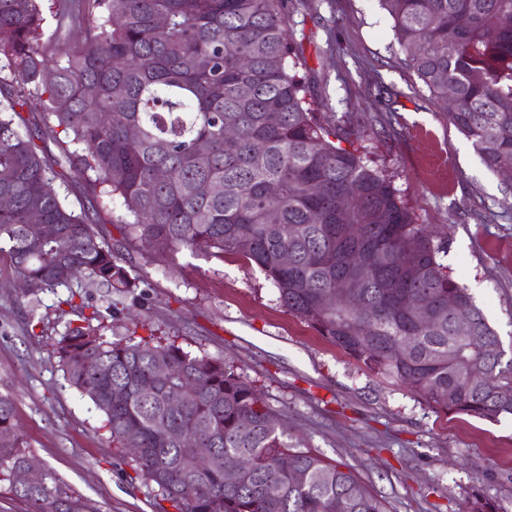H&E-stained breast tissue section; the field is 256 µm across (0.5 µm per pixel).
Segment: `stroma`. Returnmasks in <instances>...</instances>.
Masks as SVG:
<instances>
[{
    "instance_id": "1",
    "label": "stroma",
    "mask_w": 512,
    "mask_h": 512,
    "mask_svg": "<svg viewBox=\"0 0 512 512\" xmlns=\"http://www.w3.org/2000/svg\"><path fill=\"white\" fill-rule=\"evenodd\" d=\"M320 123L362 149L416 223L448 242L443 262L512 344V180L489 171L393 43L378 0H285ZM155 326L191 351L234 361L301 450L347 465L388 512H463L472 494L512 512V418L445 414L356 361L288 312L254 265L178 254L173 267L131 252ZM0 257V392L32 450L98 512H173L113 453L92 405L64 381L51 343L78 308L66 289L19 302Z\"/></svg>"
}]
</instances>
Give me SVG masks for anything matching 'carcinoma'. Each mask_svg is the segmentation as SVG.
I'll list each match as a JSON object with an SVG mask.
<instances>
[{"mask_svg":"<svg viewBox=\"0 0 512 512\" xmlns=\"http://www.w3.org/2000/svg\"><path fill=\"white\" fill-rule=\"evenodd\" d=\"M284 2L54 0L57 20L67 17L76 29L66 37L59 25L46 33L43 0H0V194L12 200L0 209V256L27 281L32 317L48 290L66 288V304L79 295L75 283L101 290L89 315L56 340L59 370L90 401L112 447L141 449L135 470L176 512L387 508L351 471L298 449L234 362L155 335L147 318L134 322L147 336L104 334L105 315L138 299L144 280L120 252L143 241L163 266L182 252L239 256L273 283L289 312L438 410L489 422L512 416V356L468 288L448 274L447 241L415 223L391 181L318 121L297 74L306 61ZM379 2L429 96L446 102L448 88L456 89L448 121L486 168L498 173L512 163V0ZM32 97L43 103L41 132L16 122ZM228 125L232 141L224 139ZM42 133L56 138L58 154L37 146ZM58 167L73 171L93 199L123 200L121 239L104 234L103 211L78 212L59 193ZM32 210L57 225L56 238L31 232ZM352 224L360 225L354 235ZM412 265L421 277L410 276ZM347 278L349 301L324 304ZM409 296L423 303L428 321L405 308ZM458 318L471 322L465 338L455 332ZM411 339L415 350L400 357ZM182 384L191 391L175 408ZM243 419L252 423L247 431ZM1 432L13 440L0 443V488L27 512H96L45 463L42 484H13L12 472L36 454L16 433L13 399L2 393ZM183 436L205 442L216 462L196 469ZM232 466L238 481L227 484L224 469Z\"/></svg>","mask_w":512,"mask_h":512,"instance_id":"carcinoma-1","label":"carcinoma"}]
</instances>
